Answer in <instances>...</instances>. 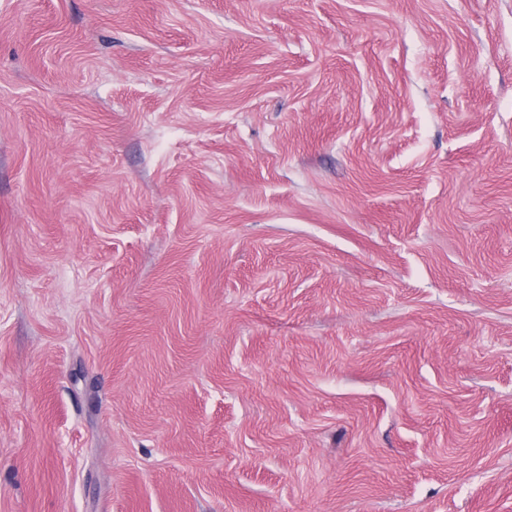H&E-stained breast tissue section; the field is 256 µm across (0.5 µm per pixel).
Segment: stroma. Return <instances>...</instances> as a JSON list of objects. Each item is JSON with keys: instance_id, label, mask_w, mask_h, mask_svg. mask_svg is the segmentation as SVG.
<instances>
[{"instance_id": "35a3bbf8", "label": "stroma", "mask_w": 512, "mask_h": 512, "mask_svg": "<svg viewBox=\"0 0 512 512\" xmlns=\"http://www.w3.org/2000/svg\"><path fill=\"white\" fill-rule=\"evenodd\" d=\"M0 512H512V0H0Z\"/></svg>"}]
</instances>
